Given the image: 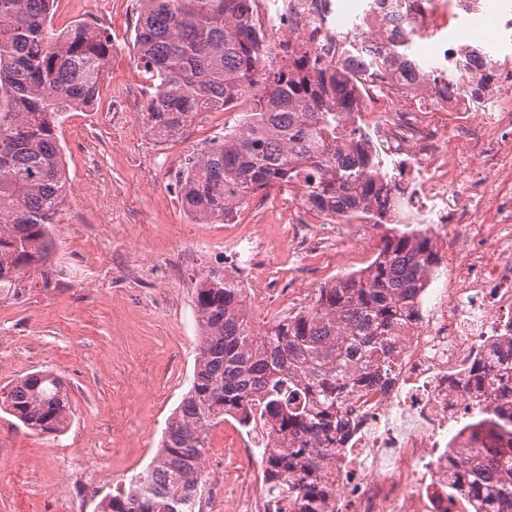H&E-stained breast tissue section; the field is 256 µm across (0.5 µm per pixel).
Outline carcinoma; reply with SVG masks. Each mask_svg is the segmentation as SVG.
Returning a JSON list of instances; mask_svg holds the SVG:
<instances>
[{
  "label": "carcinoma",
  "instance_id": "obj_1",
  "mask_svg": "<svg viewBox=\"0 0 512 512\" xmlns=\"http://www.w3.org/2000/svg\"><path fill=\"white\" fill-rule=\"evenodd\" d=\"M253 0H143L135 33L137 62L154 93L147 126L176 136L198 113L245 108L233 126L189 159L182 205L197 221L222 222L271 185L300 184L310 207L336 200L340 221L383 225L372 200L390 189L379 157L345 125L357 109L350 80L319 58L291 54L253 28ZM55 0H0V287L45 265L51 224L67 196L57 123L61 112L92 104L112 49L105 32L76 22L57 33ZM418 40L400 31L370 55L373 71L406 64L444 78L422 58ZM442 258L429 231L394 227L370 265L325 283L304 308L261 330L248 317L244 289L229 277L199 278L195 305L201 336L191 387L168 419L150 465L99 502V512H192L212 427L262 403L285 448L265 455L267 493L300 512H315L317 471L329 449L316 435L340 429L351 392L395 364L392 330L410 315L422 280ZM0 410L36 435L71 422L70 393L57 375L30 373L0 394ZM466 440L482 447L469 482L448 485L476 512H512V408L478 411Z\"/></svg>",
  "mask_w": 512,
  "mask_h": 512
}]
</instances>
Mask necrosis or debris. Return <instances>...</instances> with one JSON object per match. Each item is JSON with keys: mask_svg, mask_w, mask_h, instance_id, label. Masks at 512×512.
Instances as JSON below:
<instances>
[{"mask_svg": "<svg viewBox=\"0 0 512 512\" xmlns=\"http://www.w3.org/2000/svg\"><path fill=\"white\" fill-rule=\"evenodd\" d=\"M252 16L259 32L348 74L367 63L362 54H342L343 42L372 46L397 29L391 16L368 12L367 0H255ZM410 20L424 34L445 31L444 47L468 58L454 91L403 65L381 70L356 88L360 107L350 123L397 184L385 207L389 223L428 227L444 246L472 214L481 222L454 276L429 273L412 318L394 331L395 368L347 401L348 425L327 442L335 454L320 471L324 494L316 512H448V473L462 453L449 447V434L476 410L502 405L497 391L474 387L472 377L489 353L512 362V146L502 139L512 131V97L488 93L478 101L469 92L488 75L512 83V52L471 55L499 37L503 8L465 10L454 2L411 13ZM452 170L466 175V191L455 190ZM292 193L277 219L295 226L299 250L337 243L343 227L335 205L315 212L300 187ZM224 221L239 228L234 246H251L241 272L252 276L268 263L274 242L264 224H240L234 213ZM226 425L240 456L253 463L235 512H268L261 460L275 440L263 405L253 404L246 422Z\"/></svg>", "mask_w": 512, "mask_h": 512, "instance_id": "1", "label": "necrosis or debris"}]
</instances>
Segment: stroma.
<instances>
[{"instance_id":"obj_1","label":"stroma","mask_w":512,"mask_h":512,"mask_svg":"<svg viewBox=\"0 0 512 512\" xmlns=\"http://www.w3.org/2000/svg\"><path fill=\"white\" fill-rule=\"evenodd\" d=\"M140 0H58L56 30L85 21L112 39L91 107L63 115L69 199L52 226L43 268L0 288V389L48 370L69 388L73 417L59 435L31 434L0 411V512H97L155 457L167 418L193 378L199 329L198 277L223 275L220 224H200L182 206L172 175L237 119L207 112L176 137L146 125L148 82L134 37ZM137 238L153 266L127 247ZM371 254L333 250L306 259V274L257 270L255 327L285 315L283 291L312 290L367 266ZM97 495L83 492L87 471Z\"/></svg>"}]
</instances>
